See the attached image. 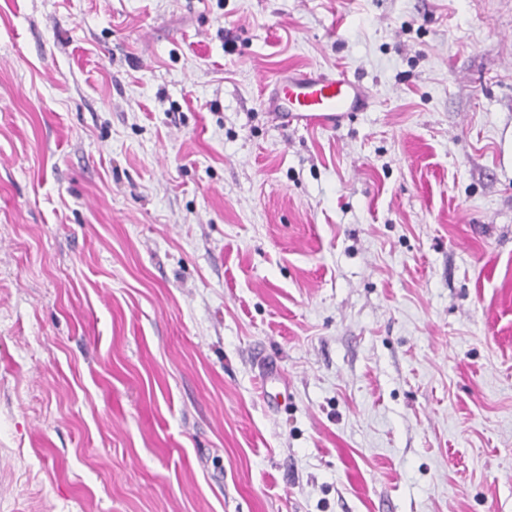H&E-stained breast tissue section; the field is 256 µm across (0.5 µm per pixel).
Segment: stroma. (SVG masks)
Wrapping results in <instances>:
<instances>
[{"label":"stroma","mask_w":512,"mask_h":512,"mask_svg":"<svg viewBox=\"0 0 512 512\" xmlns=\"http://www.w3.org/2000/svg\"><path fill=\"white\" fill-rule=\"evenodd\" d=\"M510 133L512 0H0V512H512ZM366 101L365 88L344 73L289 70L280 75L268 111L300 121L334 124L348 112L362 110Z\"/></svg>","instance_id":"35a3bbf8"}]
</instances>
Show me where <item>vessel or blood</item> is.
I'll return each instance as SVG.
<instances>
[{
	"label": "vessel or blood",
	"mask_w": 512,
	"mask_h": 512,
	"mask_svg": "<svg viewBox=\"0 0 512 512\" xmlns=\"http://www.w3.org/2000/svg\"><path fill=\"white\" fill-rule=\"evenodd\" d=\"M366 101L365 88L346 74L291 70L280 75L268 109L300 121L332 124L362 110Z\"/></svg>",
	"instance_id": "b4317fda"
}]
</instances>
